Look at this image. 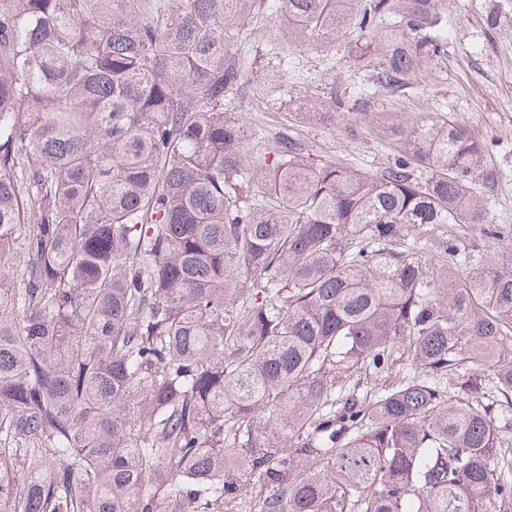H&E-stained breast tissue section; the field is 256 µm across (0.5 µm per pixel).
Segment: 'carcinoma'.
<instances>
[{
    "label": "carcinoma",
    "instance_id": "carcinoma-1",
    "mask_svg": "<svg viewBox=\"0 0 512 512\" xmlns=\"http://www.w3.org/2000/svg\"><path fill=\"white\" fill-rule=\"evenodd\" d=\"M439 0H0V512H495L512 224L448 118L372 172L224 112L230 40L403 96Z\"/></svg>",
    "mask_w": 512,
    "mask_h": 512
}]
</instances>
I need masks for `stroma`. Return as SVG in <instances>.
I'll return each instance as SVG.
<instances>
[{"label":"stroma","instance_id":"obj_1","mask_svg":"<svg viewBox=\"0 0 512 512\" xmlns=\"http://www.w3.org/2000/svg\"><path fill=\"white\" fill-rule=\"evenodd\" d=\"M441 11L448 21V55L432 66L425 81L410 95L376 96L370 110L352 111L334 122L303 116V97L356 99L365 87L363 71L346 52L326 57L305 47L291 55L287 87L275 88L261 37L269 21L253 18L251 38L234 44L236 55L250 65L248 89L224 110L262 140L287 124L315 155L364 170L389 160L392 124L450 115L489 144L492 215L495 223L512 224V0H443Z\"/></svg>","mask_w":512,"mask_h":512}]
</instances>
